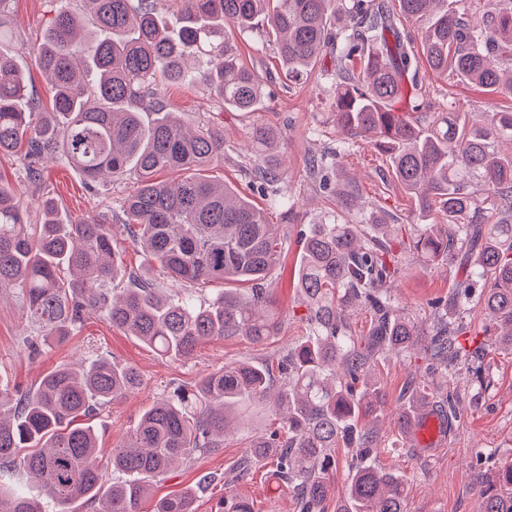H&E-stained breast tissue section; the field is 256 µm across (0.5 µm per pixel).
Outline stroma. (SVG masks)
Wrapping results in <instances>:
<instances>
[{
  "mask_svg": "<svg viewBox=\"0 0 512 512\" xmlns=\"http://www.w3.org/2000/svg\"><path fill=\"white\" fill-rule=\"evenodd\" d=\"M64 4L74 12L85 11L82 0H9L7 8L11 36L5 47L13 51L24 69L29 89L44 112L50 109V95L33 49ZM235 41L242 62L264 84L265 102L255 117L225 112L213 93L199 85H170L162 90L161 97L168 109L185 122L210 121L223 126L224 158L210 165L206 176L227 183L250 198L267 211L274 224H282L279 207L244 174L237 160L246 151L247 132L253 120L273 125L283 135L281 152L288 175L282 188L293 203L297 218L295 223L283 224L281 263L271 275L273 308L281 321L278 335L265 343H255L243 336L209 340L200 344L190 359L168 361L137 337L94 316L79 331L32 359L27 354L26 341L33 328L23 316L22 301L14 290L0 289V385L10 394L36 387L56 367L98 358L134 367L139 372L140 387L103 407L94 421L100 445L108 450L127 439L142 412L164 389L196 383L227 363L278 360L306 336L305 309L296 292L300 235L307 225L341 214L335 195L320 188L310 176L306 167L310 154L328 148L341 149V168L358 185L360 206L351 212V222H360L368 213L382 210L395 218L394 235L405 238L416 224L439 221L434 214L426 218L420 215L411 196L397 183L385 154L362 139L347 138L337 128L330 93V62H322L300 81L287 83L280 61L262 33H242L236 35ZM424 85L443 112H498L512 107V97L453 83L429 70L424 73ZM42 171L44 190L38 193L27 186L22 159L0 155V177L23 189L28 221L32 224L41 219L42 196L52 197L64 220L76 223L106 209L118 210L130 186L126 180L89 185L75 168L52 158L44 161ZM461 277L455 265L426 266L415 255L406 254L391 293L401 312L427 327L433 320L432 302L447 296ZM426 366L416 350L406 355H389L376 366L375 377L385 396L377 421V463L406 475V512H478L471 468L476 455L488 451L496 463L512 462V353L495 350L485 357L483 367L493 385L479 401L470 398L468 372L458 371L452 386L461 398L460 425L448 434L445 443L428 451L416 447L398 425L400 397L409 383L426 381ZM244 451L242 435L229 437L223 447L195 455L175 471L153 480V495L158 498L196 487L202 475L213 474L217 480L199 494L196 512H216L223 497L247 499L254 512H297L294 493L279 480L273 463H260L250 476L235 479L234 471Z\"/></svg>",
  "mask_w": 512,
  "mask_h": 512,
  "instance_id": "stroma-1",
  "label": "stroma"
}]
</instances>
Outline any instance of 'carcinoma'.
Returning a JSON list of instances; mask_svg holds the SVG:
<instances>
[{"label":"carcinoma","instance_id":"cac0c4a2","mask_svg":"<svg viewBox=\"0 0 512 512\" xmlns=\"http://www.w3.org/2000/svg\"><path fill=\"white\" fill-rule=\"evenodd\" d=\"M91 24L61 7L35 62L46 76L52 111L26 107L30 91L13 55L0 48V154L23 152L28 182L52 156L95 183L134 180L120 212H99L64 223L54 203L42 204V223L27 224L24 192L0 182V288L21 296L28 323L38 330L28 347L61 342L97 314L162 358L191 356L207 340L244 336L256 343L278 334L268 276L282 246L278 225L228 185L201 174L224 155V131L184 127L164 109L159 89L207 86L231 112L259 110L264 88L239 58L233 34L265 25L285 77L298 79L325 58L333 66L336 124L388 154L395 176L422 213L446 224H424L397 242L384 238L391 219L372 213L364 224L333 220L301 235L296 288L309 332L277 365L233 362L158 397L119 448L112 473L100 466L103 449L88 423L97 411L139 388L131 366L98 359L46 373L33 391L5 398L0 387V469L21 470L45 489L49 503L0 480V512H69L78 499L100 501L98 512H140L150 480L216 447L239 429L242 413L267 410L277 426L252 436L238 476L271 460L294 491L299 512H324L335 450L351 457L345 503L336 512H405L403 476L376 465L377 412L384 395L372 374L386 354L421 347L430 375L399 416L400 430L427 410L461 421L450 390L458 365L490 349H512V110L437 112L419 82L421 61L438 73L488 92L512 95V0H485L474 24L467 9L448 0H181L175 28L158 18L155 0H83ZM421 26L420 52L399 18ZM146 112L155 113L147 122ZM244 168L271 190L284 223L294 204L280 193L282 169L276 127H250ZM339 152L307 160L340 207H356L352 182L329 173ZM184 171L178 182L158 179ZM483 182L492 210L473 196ZM172 278L193 288L225 287L206 308L160 295L143 271L128 274L115 298L105 286L120 272L113 229ZM416 252L428 265L453 262L465 272L448 295L432 303L434 322L419 328L394 308L389 284L401 255ZM494 328L490 343L462 345L475 283ZM459 322L448 329V307ZM370 315L356 334L351 312ZM477 394L492 381L470 364ZM200 477L187 489L155 501L151 512H195L196 491L214 482ZM479 512H512V464L475 472ZM217 512H253L243 499L221 500Z\"/></svg>","mask_w":512,"mask_h":512}]
</instances>
